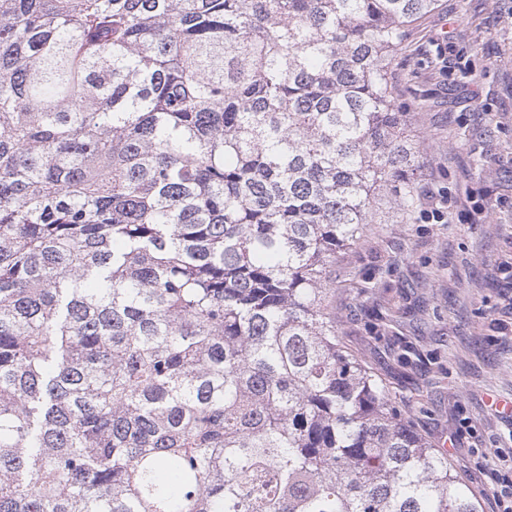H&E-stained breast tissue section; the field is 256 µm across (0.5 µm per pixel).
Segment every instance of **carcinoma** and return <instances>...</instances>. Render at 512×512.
<instances>
[{"label": "carcinoma", "instance_id": "cac0c4a2", "mask_svg": "<svg viewBox=\"0 0 512 512\" xmlns=\"http://www.w3.org/2000/svg\"><path fill=\"white\" fill-rule=\"evenodd\" d=\"M437 2L0 0V512H481L327 279Z\"/></svg>", "mask_w": 512, "mask_h": 512}]
</instances>
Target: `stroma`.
Returning <instances> with one entry per match:
<instances>
[{
  "mask_svg": "<svg viewBox=\"0 0 512 512\" xmlns=\"http://www.w3.org/2000/svg\"><path fill=\"white\" fill-rule=\"evenodd\" d=\"M420 165L408 212L380 213L330 271L339 334L401 418L496 512L512 458V0H438L391 61ZM448 199L437 219L427 192Z\"/></svg>",
  "mask_w": 512,
  "mask_h": 512,
  "instance_id": "1",
  "label": "stroma"
}]
</instances>
